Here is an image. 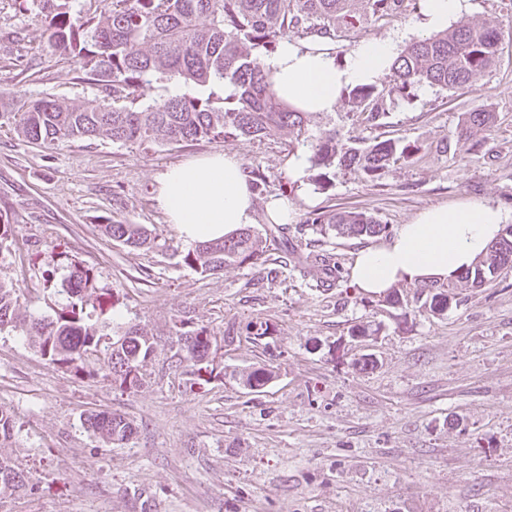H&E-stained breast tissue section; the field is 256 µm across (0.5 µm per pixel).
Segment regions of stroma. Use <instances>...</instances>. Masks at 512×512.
Wrapping results in <instances>:
<instances>
[{
	"label": "stroma",
	"mask_w": 512,
	"mask_h": 512,
	"mask_svg": "<svg viewBox=\"0 0 512 512\" xmlns=\"http://www.w3.org/2000/svg\"><path fill=\"white\" fill-rule=\"evenodd\" d=\"M422 0L396 17L343 31L337 56L361 42L428 37ZM459 19L490 22L504 39L498 61L472 88L420 87L386 125L337 105L310 117L303 142L224 138L143 148L99 141L54 149L0 128V280L19 294L26 321L67 301L68 252L93 267L118 296L117 320L153 335L146 385L113 388L51 363L27 337L0 332V406L14 415L13 457L31 490L0 500V512H512V269L462 289L459 305L421 315L416 285L400 284L403 306L361 292L349 276L309 269L313 247L350 268L365 240L300 232L316 212L364 211L389 227L460 201L500 207L512 224V0H464ZM40 14L0 0V91L91 104L101 91L79 63L49 48ZM495 114L473 138L465 113ZM348 144L401 139L419 151L377 181L336 170L316 183L293 158L328 132ZM224 152L264 174L269 195L292 209L268 262L201 275L155 200L161 176L189 159ZM145 224L158 245L133 249L98 229L103 220ZM268 325L260 342L241 330ZM206 328L219 374L192 382L179 327ZM368 328L369 339L352 337ZM366 367H359L361 358ZM264 364L261 392L240 375ZM116 412L135 432L116 448L83 424Z\"/></svg>",
	"instance_id": "1"
}]
</instances>
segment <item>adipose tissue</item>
<instances>
[{
    "instance_id": "ef3b65f1",
    "label": "adipose tissue",
    "mask_w": 512,
    "mask_h": 512,
    "mask_svg": "<svg viewBox=\"0 0 512 512\" xmlns=\"http://www.w3.org/2000/svg\"><path fill=\"white\" fill-rule=\"evenodd\" d=\"M396 55L394 42L369 40L336 59L327 44L282 41L267 57L277 95L303 112L335 111L342 89L379 81ZM156 201L183 244L215 240L252 223L254 198L241 160L215 153L169 168ZM502 211L463 201L421 211L381 243L360 249L350 269L353 285L382 294L400 283L445 282L484 254L504 227Z\"/></svg>"
}]
</instances>
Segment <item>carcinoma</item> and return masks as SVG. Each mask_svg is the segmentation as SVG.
Segmentation results:
<instances>
[{"label":"carcinoma","instance_id":"1","mask_svg":"<svg viewBox=\"0 0 512 512\" xmlns=\"http://www.w3.org/2000/svg\"><path fill=\"white\" fill-rule=\"evenodd\" d=\"M76 0H21L25 9L44 17L48 45L79 61L88 78L106 93L92 105L56 99L17 100L0 93V128H12L19 138L54 147L64 143L109 140L120 144L159 146L216 137L271 138L286 130L303 136L310 113L283 102L274 90L270 73L256 63V52L273 53L284 40H336L338 34L368 21L402 13L405 0H97L95 10L74 9ZM503 32L487 23L458 22L433 36L414 39L398 54L389 69L388 84L346 88L342 95L352 111L371 126L385 125L388 114L402 98L423 85L448 90L472 87L474 78L496 62ZM197 89L195 93L166 96L156 89L172 81ZM231 89L219 96L202 88ZM494 113L475 110L459 135L470 137L493 124ZM419 147L392 139L366 146H348L328 133L310 145V162L322 179L336 167L359 172L376 181L390 165L408 160ZM99 230L127 247L152 248L157 235L144 224L98 225ZM355 238L379 237L388 226L375 216L358 211L314 213L300 230ZM283 227L270 223L264 232L247 226L217 241L195 245L182 262L202 274H214L232 265L268 261L269 243ZM69 275L62 282L67 303L51 318L21 322L18 295L0 281V330L9 328L29 337L30 344L54 363L76 375H92L95 366L109 370L112 387L121 391L142 386V368L154 355V338L135 325L119 326L108 315L114 311L112 294L97 287L95 271L64 257ZM310 266L339 280L340 267L332 256L313 251ZM512 268V225H507L461 282L479 288L502 270ZM420 308L430 316L442 315L457 301L454 289L424 285ZM193 374L209 367L212 336L204 329L181 333ZM272 371L259 365L243 375L252 390L262 389ZM86 428L113 445L127 443L134 434L125 416L91 412ZM15 421L0 407V498L26 488L6 449L13 447Z\"/></svg>","mask_w":512,"mask_h":512}]
</instances>
